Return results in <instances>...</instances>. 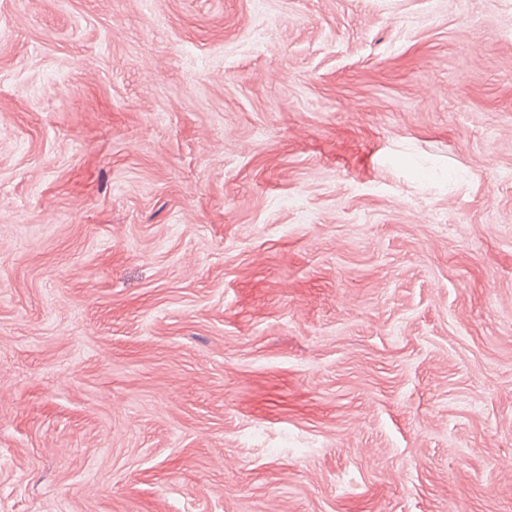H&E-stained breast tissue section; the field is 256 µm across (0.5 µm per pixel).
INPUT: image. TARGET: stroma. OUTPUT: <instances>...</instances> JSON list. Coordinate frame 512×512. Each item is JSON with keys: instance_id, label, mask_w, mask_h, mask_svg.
I'll list each match as a JSON object with an SVG mask.
<instances>
[{"instance_id": "obj_1", "label": "stroma", "mask_w": 512, "mask_h": 512, "mask_svg": "<svg viewBox=\"0 0 512 512\" xmlns=\"http://www.w3.org/2000/svg\"><path fill=\"white\" fill-rule=\"evenodd\" d=\"M0 512H512V0H0Z\"/></svg>"}]
</instances>
